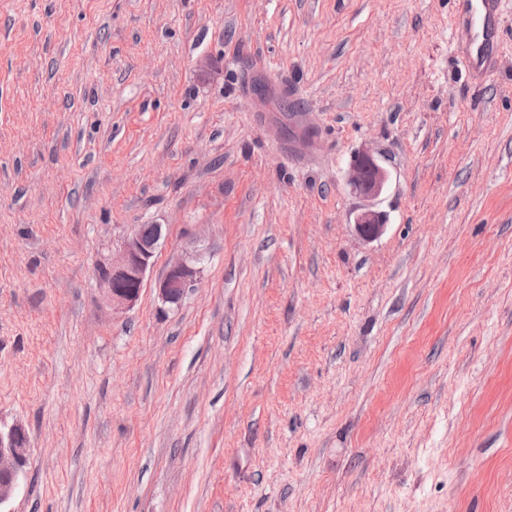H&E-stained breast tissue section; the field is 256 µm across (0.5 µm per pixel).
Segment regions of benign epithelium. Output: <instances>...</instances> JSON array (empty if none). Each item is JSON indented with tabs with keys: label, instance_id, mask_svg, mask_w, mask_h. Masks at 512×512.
Wrapping results in <instances>:
<instances>
[{
	"label": "benign epithelium",
	"instance_id": "obj_1",
	"mask_svg": "<svg viewBox=\"0 0 512 512\" xmlns=\"http://www.w3.org/2000/svg\"><path fill=\"white\" fill-rule=\"evenodd\" d=\"M388 182L386 169L368 149H361L353 157L347 171V184L352 192L369 200L379 197ZM386 227L384 215L371 208L358 213L354 229L362 239L373 241ZM163 237L162 225H157L155 236L146 239L139 230H133L123 241L117 253L101 263L97 283L106 303L112 310H129L135 306L144 287L147 272ZM204 262V252L193 236L169 260L167 270L156 284L158 298L169 304L178 303L197 287ZM24 436L16 425L0 429V512H10L8 505L26 476L28 442H19Z\"/></svg>",
	"mask_w": 512,
	"mask_h": 512
}]
</instances>
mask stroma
Returning <instances> with one entry per match:
<instances>
[{"label": "stroma", "mask_w": 512, "mask_h": 512, "mask_svg": "<svg viewBox=\"0 0 512 512\" xmlns=\"http://www.w3.org/2000/svg\"><path fill=\"white\" fill-rule=\"evenodd\" d=\"M501 8L483 78L457 0H0L11 512H512ZM140 224L165 237L115 312L97 266ZM388 182L386 169L368 149L353 157L347 171V184L352 192L369 200L379 197ZM353 225L359 237L373 241L382 235L387 224L381 212L368 207L356 215ZM204 258L197 239L190 236L178 253L171 257L164 276L158 280V298L163 303L176 304L193 291L197 287ZM25 436L22 427L16 425L7 431L0 428V511L11 512L8 505L26 476L28 441L19 442Z\"/></svg>", "instance_id": "stroma-1"}]
</instances>
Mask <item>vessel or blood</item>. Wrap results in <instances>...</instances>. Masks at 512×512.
<instances>
[{
	"label": "vessel or blood",
	"mask_w": 512,
	"mask_h": 512,
	"mask_svg": "<svg viewBox=\"0 0 512 512\" xmlns=\"http://www.w3.org/2000/svg\"><path fill=\"white\" fill-rule=\"evenodd\" d=\"M461 7L456 24L474 29L467 49L469 69L486 74L493 67V56L498 48L500 27V0H459Z\"/></svg>",
	"instance_id": "1"
}]
</instances>
